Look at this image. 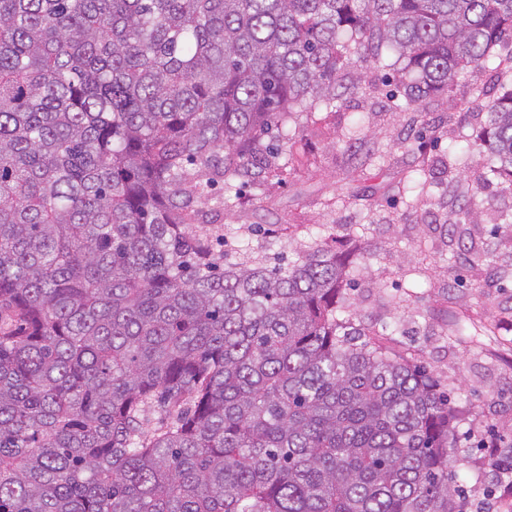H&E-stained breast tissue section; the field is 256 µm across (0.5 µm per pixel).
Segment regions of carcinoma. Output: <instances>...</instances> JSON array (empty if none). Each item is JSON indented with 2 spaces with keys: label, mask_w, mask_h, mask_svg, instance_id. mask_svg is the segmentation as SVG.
<instances>
[{
  "label": "carcinoma",
  "mask_w": 512,
  "mask_h": 512,
  "mask_svg": "<svg viewBox=\"0 0 512 512\" xmlns=\"http://www.w3.org/2000/svg\"><path fill=\"white\" fill-rule=\"evenodd\" d=\"M508 32L512 0H0V512H459L451 390L343 316L339 252L226 267L201 206L282 179L261 136L349 56L396 52L410 106ZM483 109L447 232L503 278L454 236L512 185V92Z\"/></svg>",
  "instance_id": "cac0c4a2"
}]
</instances>
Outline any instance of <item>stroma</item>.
Here are the masks:
<instances>
[{
	"instance_id": "obj_1",
	"label": "stroma",
	"mask_w": 512,
	"mask_h": 512,
	"mask_svg": "<svg viewBox=\"0 0 512 512\" xmlns=\"http://www.w3.org/2000/svg\"><path fill=\"white\" fill-rule=\"evenodd\" d=\"M493 52L500 66L476 78L461 74L448 94L410 107L394 53L346 67L366 89L312 112L288 135L266 137L297 158L285 183L269 182L263 192L245 183L229 207L203 209L229 261L247 250L285 266L334 238L353 255L345 304L355 326L384 336L455 394L454 474L469 512H512L483 449L497 443L500 459L512 464V279L458 255L445 231L449 195L466 199L482 172L468 142L487 119L482 105L512 89V40ZM417 195L421 204L410 207ZM509 212L512 184L496 182L463 226L476 247H495L504 265L512 262V232L501 226ZM466 310L497 323L496 335H451L449 322Z\"/></svg>"
}]
</instances>
